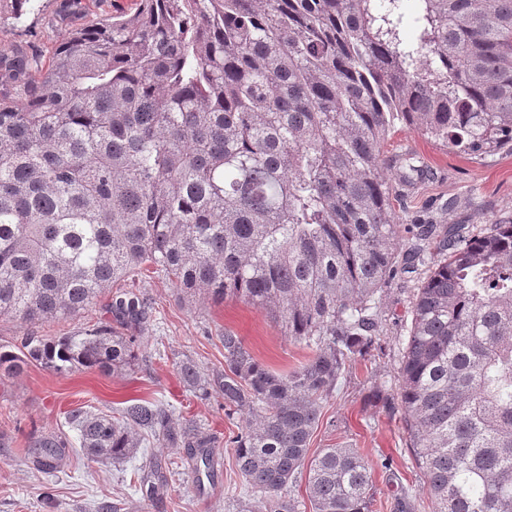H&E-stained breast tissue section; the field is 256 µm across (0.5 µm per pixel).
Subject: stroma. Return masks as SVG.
Segmentation results:
<instances>
[{
	"instance_id": "35a3bbf8",
	"label": "stroma",
	"mask_w": 512,
	"mask_h": 512,
	"mask_svg": "<svg viewBox=\"0 0 512 512\" xmlns=\"http://www.w3.org/2000/svg\"><path fill=\"white\" fill-rule=\"evenodd\" d=\"M132 0H32V8L13 26L0 28V54L26 52L48 56L70 30L88 26L119 11L132 12ZM386 158L412 154L425 171L407 185L393 180V206L401 223L505 224L512 221V151L460 155L427 140L405 124H396L385 146ZM417 279L392 280L382 293L379 344L347 370L336 395L323 407L311 439V452L349 445L376 468L375 512H394L401 494H409L414 512H433L426 474L406 445L401 412L369 403L376 382L396 384L399 349L411 322ZM137 291L152 306L150 319L137 329L144 360L119 374L77 370L57 374L30 365L14 378L0 379V512H96L102 502L120 504L122 512H227L231 495L240 493L232 451L227 444L242 426L241 416H226L217 396L201 399L187 391L175 364L193 359L201 372L224 368V330L241 336L247 348L269 367L289 371L303 362L307 349L286 336L280 323L260 308L228 300L213 305L190 298L166 276L137 280ZM111 298L103 291L82 316L27 327L0 320V344L8 345L27 331L41 336H67L103 318ZM133 400H159L176 415L200 424L214 441L215 473L197 484L186 449L158 448L154 454L175 461L179 469L164 493L147 497L133 483L129 463L87 460L69 451L53 470L39 469L33 457L39 440L54 437L76 443L66 420L69 410L119 409Z\"/></svg>"
}]
</instances>
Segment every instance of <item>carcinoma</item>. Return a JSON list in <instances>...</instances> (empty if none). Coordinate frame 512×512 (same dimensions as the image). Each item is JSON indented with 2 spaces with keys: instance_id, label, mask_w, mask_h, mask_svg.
Listing matches in <instances>:
<instances>
[{
  "instance_id": "cac0c4a2",
  "label": "carcinoma",
  "mask_w": 512,
  "mask_h": 512,
  "mask_svg": "<svg viewBox=\"0 0 512 512\" xmlns=\"http://www.w3.org/2000/svg\"><path fill=\"white\" fill-rule=\"evenodd\" d=\"M30 0H0V26ZM0 319L36 324L114 289L112 320L0 344V376L133 369L147 320L128 281L267 311L309 358L258 360L230 330L224 370L182 359L187 389L246 416L230 439V512H373L356 448L309 456L322 404L378 340L382 287L421 267L398 386L434 512H512V222L401 225L383 145L400 121L469 155L512 151V0H135L63 37L48 60H0ZM422 175L411 157L399 178ZM94 461L155 441L205 467L211 437L159 401L67 415ZM67 442L40 444L51 468ZM159 494L162 462L133 471Z\"/></svg>"
}]
</instances>
